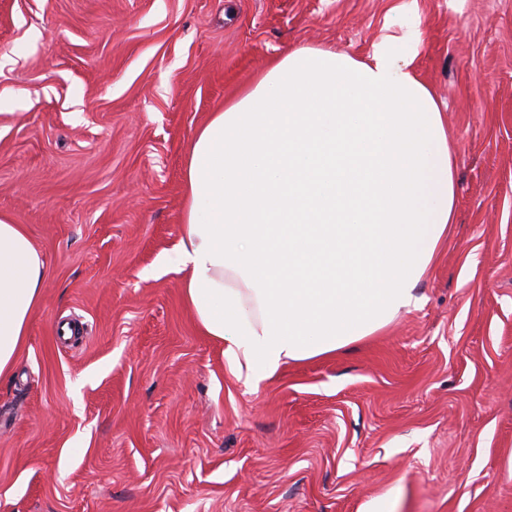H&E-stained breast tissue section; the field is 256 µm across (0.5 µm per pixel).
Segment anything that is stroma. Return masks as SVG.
I'll return each mask as SVG.
<instances>
[{
	"instance_id": "obj_1",
	"label": "stroma",
	"mask_w": 512,
	"mask_h": 512,
	"mask_svg": "<svg viewBox=\"0 0 512 512\" xmlns=\"http://www.w3.org/2000/svg\"><path fill=\"white\" fill-rule=\"evenodd\" d=\"M399 3L0 0V214L47 268L0 512H512V0L415 2L456 183L416 309L253 389L168 259L209 115L293 46L367 55Z\"/></svg>"
}]
</instances>
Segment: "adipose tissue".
I'll list each match as a JSON object with an SVG mask.
<instances>
[{
  "label": "adipose tissue",
  "mask_w": 512,
  "mask_h": 512,
  "mask_svg": "<svg viewBox=\"0 0 512 512\" xmlns=\"http://www.w3.org/2000/svg\"><path fill=\"white\" fill-rule=\"evenodd\" d=\"M419 23L363 58L288 51L196 132L171 254L201 335L251 386L334 354L417 306L448 236L455 181ZM301 215L298 224L287 216ZM315 256L316 282L282 275ZM46 263L0 215V377L42 301Z\"/></svg>",
  "instance_id": "adipose-tissue-1"
}]
</instances>
